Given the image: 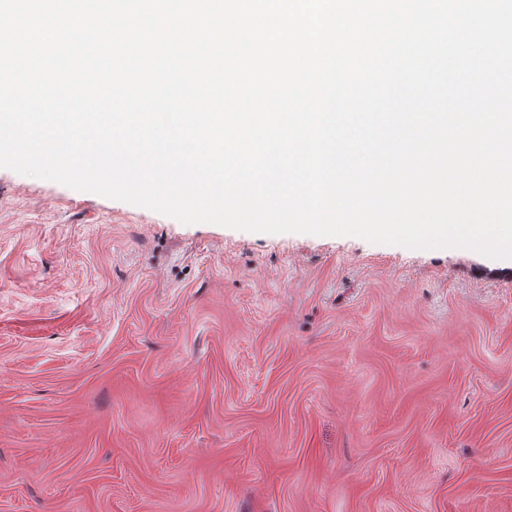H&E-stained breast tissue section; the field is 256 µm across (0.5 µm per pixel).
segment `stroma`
I'll list each match as a JSON object with an SVG mask.
<instances>
[{
  "label": "stroma",
  "mask_w": 512,
  "mask_h": 512,
  "mask_svg": "<svg viewBox=\"0 0 512 512\" xmlns=\"http://www.w3.org/2000/svg\"><path fill=\"white\" fill-rule=\"evenodd\" d=\"M0 512H512V259L0 168Z\"/></svg>",
  "instance_id": "35a3bbf8"
}]
</instances>
